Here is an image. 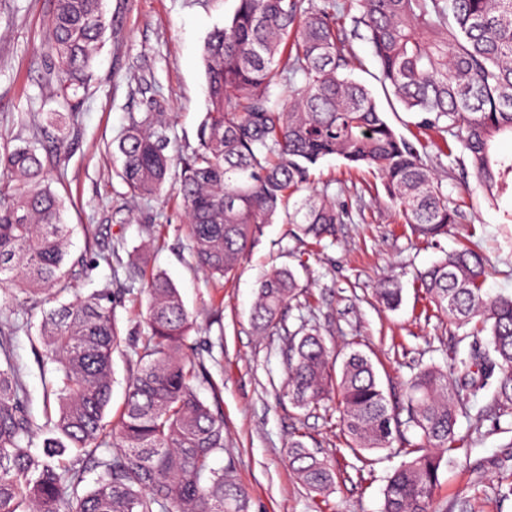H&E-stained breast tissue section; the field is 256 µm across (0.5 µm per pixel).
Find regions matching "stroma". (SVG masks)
Wrapping results in <instances>:
<instances>
[{
	"instance_id": "obj_1",
	"label": "stroma",
	"mask_w": 512,
	"mask_h": 512,
	"mask_svg": "<svg viewBox=\"0 0 512 512\" xmlns=\"http://www.w3.org/2000/svg\"><path fill=\"white\" fill-rule=\"evenodd\" d=\"M52 5L53 0H0V146L30 139L33 114L59 107L57 82L48 75L46 20ZM236 5L237 0H105L112 26L78 92L80 108L66 130V148L54 155L50 134L40 137L44 164L65 202L63 219L73 229V252L90 259L112 256L111 264L89 266L78 288L87 294L111 287L122 336H141L145 298L130 292L127 266L136 261L173 280L194 318L188 342L208 370L198 394L218 404L224 416V453L216 463L233 464L248 493L249 512H381L384 480L400 457L379 451L372 465L362 466L345 445L335 403L301 410L284 397L287 338L277 331L254 332L250 312L257 282L271 266L294 269L301 288L288 306V331L305 323L319 331L332 355L364 352L395 401L420 368L450 369L455 356L474 344L465 328L425 299L417 286L419 270L471 244L488 258L487 289L512 293V224L504 221L512 198L489 202L461 149L449 152L436 143L427 150V162L445 176L448 204L460 218L430 240L405 224L375 172L351 173L342 160L329 157L314 171V188L335 197L343 214L335 240L314 243L280 219L263 225L237 270L223 287H215L190 256L179 198L132 199L117 174L121 162L112 143L130 114L145 111L155 99L172 144L186 152L197 147L207 107L202 48ZM354 30L353 20H346V46L366 66L360 80L388 123L414 139L412 115L385 94L375 78L371 46ZM387 276L403 288L395 309L374 297ZM41 350L36 333L20 331L10 338L37 429L56 409L45 400L50 374ZM457 432L468 437L472 451L442 469L437 512H512V416L500 415L490 397L467 400ZM295 437L334 464L336 482L329 494L310 493L290 469L288 442Z\"/></svg>"
}]
</instances>
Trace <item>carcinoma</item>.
<instances>
[{"label": "carcinoma", "instance_id": "carcinoma-1", "mask_svg": "<svg viewBox=\"0 0 512 512\" xmlns=\"http://www.w3.org/2000/svg\"><path fill=\"white\" fill-rule=\"evenodd\" d=\"M303 2L237 0L224 26L207 37L208 108L196 149L169 153L163 113L151 109L130 115L117 144L118 176L142 200L160 197L180 168L191 256L218 280L329 156L375 171L405 222L424 237L457 223L447 188L424 161L427 145L398 134L372 91L352 78L362 61L344 48L342 19L353 9L384 91L420 117L418 128L448 134V153L460 146L488 199L512 193V159L493 151L498 137L512 136V0H350L322 8ZM102 4L53 0L48 43L68 112L38 114L37 129L69 126L93 50L112 23ZM298 75L301 84L286 104L272 98L274 84ZM52 182L31 142L0 149V292L8 304L0 310V335L19 328L17 312L41 311L38 336L53 373L46 396L57 404L41 447H34L22 371L0 342V512H248L231 465L214 467L224 453V417L198 396L206 367L184 352L193 321L162 272L129 267L146 296L147 332L134 350L137 370L124 402L115 420L105 421L112 355L124 339L109 288L73 293L87 263L71 251ZM286 223L319 244L335 235L341 214L328 193L312 191L294 203ZM486 280V258L468 245L417 275L438 311L486 340L454 358L451 376L436 366L416 373L404 420L368 355L351 351L333 374L317 330L289 334L284 393L291 404L306 410L336 400L343 435L363 463L372 451L406 457L386 481L382 512H435L441 467L465 449L456 432L460 392L512 405V294H490ZM298 288L290 269L267 271L252 314L257 333L284 329ZM375 292L388 309L401 301L394 279H381ZM108 446L115 451L104 453ZM89 464L102 470L92 489L83 486ZM288 464L317 495L335 484L331 464L298 439L288 443Z\"/></svg>", "mask_w": 512, "mask_h": 512}]
</instances>
